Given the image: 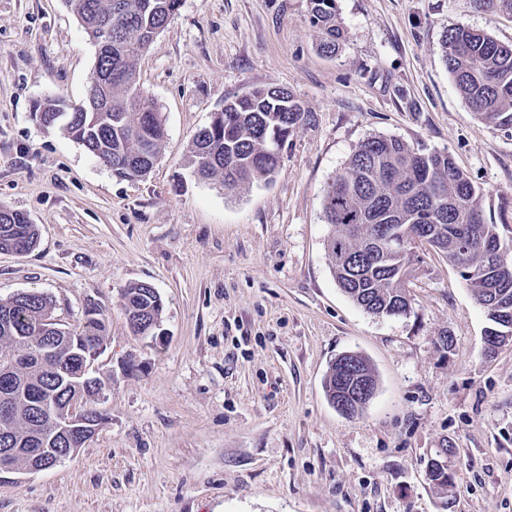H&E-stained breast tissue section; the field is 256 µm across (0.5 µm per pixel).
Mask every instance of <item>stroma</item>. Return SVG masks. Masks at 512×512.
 <instances>
[{"mask_svg":"<svg viewBox=\"0 0 512 512\" xmlns=\"http://www.w3.org/2000/svg\"><path fill=\"white\" fill-rule=\"evenodd\" d=\"M309 9L183 0L137 62L166 138L130 180L35 115L48 97L82 101L93 75L96 47L68 0H0V206L39 230L32 251L0 252V300L44 292L70 328L98 308L108 346L95 374L109 386L90 444L0 484V512H512V343L486 352L484 308L430 249L411 315L364 312L336 284L323 210L380 135L448 151L498 223L512 128L470 111L441 37L464 25L512 44V15L474 0H336L345 41L329 57ZM268 86L309 114L271 181L230 193L195 177L197 131ZM136 282L164 301L153 340L122 309ZM345 352L377 378L352 417L324 391ZM440 448L448 488L426 476Z\"/></svg>","mask_w":512,"mask_h":512,"instance_id":"obj_1","label":"stroma"}]
</instances>
